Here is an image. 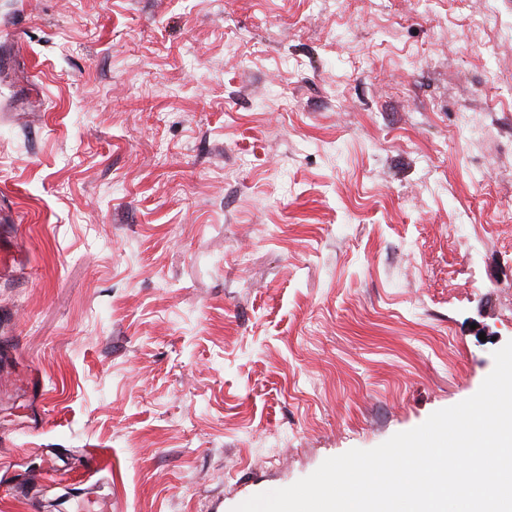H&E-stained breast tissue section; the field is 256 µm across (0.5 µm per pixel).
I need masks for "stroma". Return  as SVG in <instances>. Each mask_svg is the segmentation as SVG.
Segmentation results:
<instances>
[{
  "label": "stroma",
  "instance_id": "obj_1",
  "mask_svg": "<svg viewBox=\"0 0 512 512\" xmlns=\"http://www.w3.org/2000/svg\"><path fill=\"white\" fill-rule=\"evenodd\" d=\"M5 207L0 512H233L512 340V0H0Z\"/></svg>",
  "mask_w": 512,
  "mask_h": 512
}]
</instances>
